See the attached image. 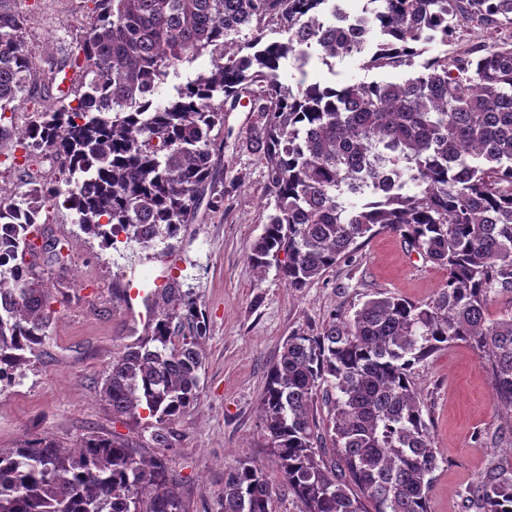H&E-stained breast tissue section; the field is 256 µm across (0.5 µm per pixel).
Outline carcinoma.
<instances>
[{"mask_svg":"<svg viewBox=\"0 0 512 512\" xmlns=\"http://www.w3.org/2000/svg\"><path fill=\"white\" fill-rule=\"evenodd\" d=\"M89 22L60 59L36 64L16 0H0V149L15 141L20 167L46 146L68 174L34 185L24 205L0 197V384L23 374L48 337L51 295L38 264L63 267L59 242L29 247L43 211L59 205L91 236L147 249L176 237L213 183L224 146V104L246 94L266 127L263 232L248 251L258 269L278 262L294 290L319 280L382 231L431 259L446 277L424 306L394 296L335 315L322 334L288 336L267 374L263 429L299 512H429L438 456L412 370L462 342L512 410V0H371L362 11L379 41L364 67L406 68L392 81L341 86L279 80L280 62L315 46L328 57L364 52L323 17L330 0H91ZM277 25L281 40L265 39ZM477 42L413 68L418 46ZM211 54V68L165 105L154 91L169 70ZM72 77H67V73ZM37 77L55 101L13 136L1 125ZM285 259H279V255ZM155 317L151 336L112 360L101 395L112 415L156 419L151 441L199 397L205 317L187 294ZM181 341H175L176 336ZM325 391L336 468L328 464L314 402ZM276 486L243 464L224 481V512H273ZM476 512H512V469L491 466L466 489ZM0 512H185L163 458L145 460L120 438L77 448L52 441L0 450Z\"/></svg>","mask_w":512,"mask_h":512,"instance_id":"1","label":"carcinoma"}]
</instances>
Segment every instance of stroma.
I'll return each mask as SVG.
<instances>
[{
    "label": "stroma",
    "mask_w": 512,
    "mask_h": 512,
    "mask_svg": "<svg viewBox=\"0 0 512 512\" xmlns=\"http://www.w3.org/2000/svg\"><path fill=\"white\" fill-rule=\"evenodd\" d=\"M26 18L23 41L35 61L58 55L88 23L86 0H19ZM363 55L324 57L310 49L305 68L287 60L280 80L323 84L396 80L398 70H368ZM263 122L249 100L226 110L228 134L214 155V186L224 206L199 207L171 243L150 249L109 245L85 235L72 211L51 209L46 235L69 242L65 269L43 273L55 311L46 338L24 376L0 389V449L45 439L68 448L88 435H116L145 459L165 456L186 512H222L227 475L244 462L276 476L264 437L260 403L270 366L293 332L319 335L335 314L352 315L375 295L429 303L445 273L411 252L399 235L359 239L353 255L300 291L288 288L277 264L257 269L248 248L262 233L267 212V168L252 142ZM164 270L180 291H191L209 331L197 405L169 425L171 447L154 448L152 421L116 419L101 397L115 357L140 344L150 327L125 310L121 286L139 265ZM420 402L432 419L439 466L429 512H466L464 495L497 461L512 467V413L494 408L493 379L482 359L463 343L437 351L414 367Z\"/></svg>",
    "instance_id": "1"
}]
</instances>
